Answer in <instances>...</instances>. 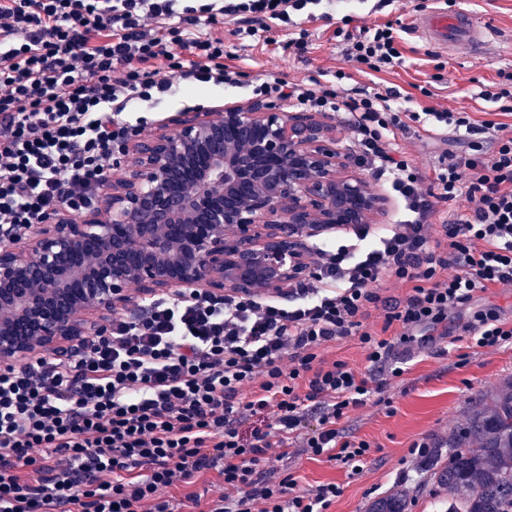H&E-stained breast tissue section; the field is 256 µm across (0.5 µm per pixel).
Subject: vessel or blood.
<instances>
[{
  "instance_id": "obj_1",
  "label": "vessel or blood",
  "mask_w": 512,
  "mask_h": 512,
  "mask_svg": "<svg viewBox=\"0 0 512 512\" xmlns=\"http://www.w3.org/2000/svg\"><path fill=\"white\" fill-rule=\"evenodd\" d=\"M414 29L431 44L444 50L460 44L481 47L497 37L494 29L478 25L470 13L442 8L419 16Z\"/></svg>"
}]
</instances>
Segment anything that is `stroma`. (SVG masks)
<instances>
[{
  "label": "stroma",
  "mask_w": 512,
  "mask_h": 512,
  "mask_svg": "<svg viewBox=\"0 0 512 512\" xmlns=\"http://www.w3.org/2000/svg\"><path fill=\"white\" fill-rule=\"evenodd\" d=\"M438 2L392 0L391 5L382 7L378 0H323L319 19L308 25L312 46L302 55L289 48L288 38L278 26H271L265 40L254 42L234 36L232 21L213 25V32L223 34L224 49L242 73L243 84H177L161 103L143 106L140 113L156 134L165 121L197 106L207 110L233 104L250 110L253 102L248 98V81L280 77L294 82L315 78L324 83L344 69L350 74L345 88L380 93L394 88L402 94L398 106L410 111L465 110L484 119L496 106L482 99L481 90L497 82L499 72H512V0H446L454 9L470 12L478 24L498 29L492 49L479 53L463 44L449 54L426 43L412 28L415 17L434 10ZM376 22L403 27L404 64L381 72L351 68L346 60L347 43L337 37V28L345 26L355 33ZM445 137V132L415 122L409 133L396 135L395 141L429 175L447 148ZM485 307L497 308L504 317L512 318V285L477 293L471 305L449 319L447 336L398 345L407 364L397 378L370 371L356 341L337 343L336 356L357 371L373 372L382 384L379 394L340 424L346 434L370 442L373 450L356 473L294 451L279 463L277 477L293 475L302 488L338 484L342 493L329 512H368L372 501L396 489L409 492L411 512H434V488L426 480L422 459L411 454V445L445 442L451 430L464 425L482 398L512 380V344L462 352L450 342L459 325L469 320L474 310Z\"/></svg>",
  "instance_id": "1"
}]
</instances>
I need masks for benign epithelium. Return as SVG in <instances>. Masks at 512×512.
I'll use <instances>...</instances> for the list:
<instances>
[{
  "label": "benign epithelium",
  "mask_w": 512,
  "mask_h": 512,
  "mask_svg": "<svg viewBox=\"0 0 512 512\" xmlns=\"http://www.w3.org/2000/svg\"><path fill=\"white\" fill-rule=\"evenodd\" d=\"M122 162L99 206L0 245V364L69 350L132 288L274 292L310 275V239L384 210L333 127L277 103L196 112L126 142Z\"/></svg>",
  "instance_id": "obj_1"
}]
</instances>
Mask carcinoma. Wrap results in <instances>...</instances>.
<instances>
[{
	"label": "carcinoma",
	"instance_id": "cac0c4a2",
	"mask_svg": "<svg viewBox=\"0 0 512 512\" xmlns=\"http://www.w3.org/2000/svg\"><path fill=\"white\" fill-rule=\"evenodd\" d=\"M425 471L443 492L441 512H512V382L448 435V460L435 450ZM369 512H409L408 494L394 490Z\"/></svg>",
	"mask_w": 512,
	"mask_h": 512
}]
</instances>
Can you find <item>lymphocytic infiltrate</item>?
I'll list each match as a JSON object with an SVG mask.
<instances>
[{
  "mask_svg": "<svg viewBox=\"0 0 512 512\" xmlns=\"http://www.w3.org/2000/svg\"><path fill=\"white\" fill-rule=\"evenodd\" d=\"M321 2L0 0V235L93 206L118 147L148 128L126 111L160 102L177 80L236 85L210 30L219 17L253 38L280 22L303 53L310 33L291 14ZM400 38L390 24L346 34L347 58L375 71L403 65ZM251 94L350 115L358 162L390 179L405 220L353 225V244L325 242L309 281L277 294L179 289L63 355L0 367V512H328L339 485L301 490L264 472L292 448L355 471L371 452L339 423L380 387L324 346L357 339L372 367L389 368L396 342L512 284L506 123L410 113L392 106L391 89L343 95L274 77ZM420 120L467 138L468 153L422 175L390 141ZM387 276L409 293L379 334L367 320ZM462 333L468 346L497 348L512 343V320L481 309ZM213 474L226 492L211 499L201 488Z\"/></svg>",
  "mask_w": 512,
  "mask_h": 512,
  "instance_id": "1",
  "label": "lymphocytic infiltrate"
}]
</instances>
